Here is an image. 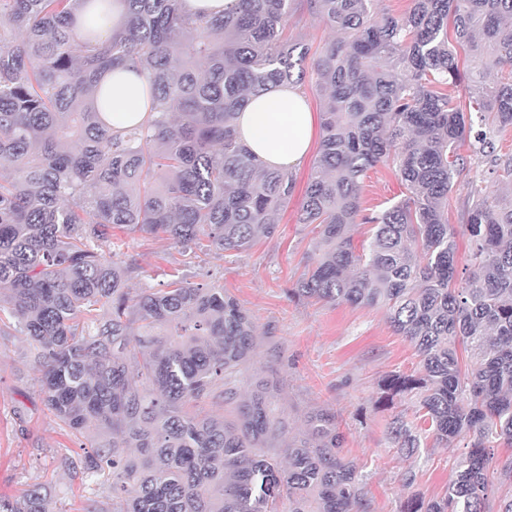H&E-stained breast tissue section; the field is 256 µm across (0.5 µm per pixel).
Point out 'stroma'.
<instances>
[{
    "label": "stroma",
    "instance_id": "stroma-1",
    "mask_svg": "<svg viewBox=\"0 0 512 512\" xmlns=\"http://www.w3.org/2000/svg\"><path fill=\"white\" fill-rule=\"evenodd\" d=\"M289 33L317 56L337 33L309 12L294 16ZM313 135L306 157L294 169L298 191L271 238L233 254L208 251L204 261L188 262L171 241L141 234L125 236L118 261L132 263L130 288H162L171 276L203 286H221L251 315L258 347L249 373L277 378L274 400L292 433L304 430L314 409L334 413L345 436L344 450L367 483L369 512H400L407 498H431L454 475L446 450L422 442L411 458H400L389 440L391 413L370 403L378 380L391 372H412L413 348L391 328L385 309L298 300L289 291L304 270L317 231L297 221L312 166L320 149ZM482 179L490 199L512 198V186L495 175L471 170L449 195L448 221L462 223L469 183ZM402 191L392 167L371 169L363 187L365 208L379 210ZM40 365L26 336L0 334V498L14 499L41 486L51 512H86L101 494V483L83 480L64 467V456L81 442L46 409L39 391ZM413 467L416 480L404 485L401 473Z\"/></svg>",
    "mask_w": 512,
    "mask_h": 512
}]
</instances>
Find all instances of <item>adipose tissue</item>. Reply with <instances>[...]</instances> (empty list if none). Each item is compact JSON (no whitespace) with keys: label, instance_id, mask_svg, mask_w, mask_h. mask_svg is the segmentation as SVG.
<instances>
[{"label":"adipose tissue","instance_id":"1","mask_svg":"<svg viewBox=\"0 0 512 512\" xmlns=\"http://www.w3.org/2000/svg\"><path fill=\"white\" fill-rule=\"evenodd\" d=\"M102 94L111 104L112 127L122 129L146 116L144 80L136 72L115 70L102 78ZM313 114L302 90L294 84H277L252 98L236 120L239 140L266 166L291 171L308 153Z\"/></svg>","mask_w":512,"mask_h":512}]
</instances>
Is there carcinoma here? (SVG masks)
Returning <instances> with one entry per match:
<instances>
[{
    "instance_id": "cac0c4a2",
    "label": "carcinoma",
    "mask_w": 512,
    "mask_h": 512,
    "mask_svg": "<svg viewBox=\"0 0 512 512\" xmlns=\"http://www.w3.org/2000/svg\"><path fill=\"white\" fill-rule=\"evenodd\" d=\"M92 0H0V314L29 337L50 413L73 434L98 431L63 458L111 496L89 512H368L336 416L313 410L304 432L269 398L278 381L237 383L257 347L238 301L180 277L128 288L112 227L163 236L190 255L246 252L274 236L293 175L263 166L235 133L249 97L304 77L308 47L288 39L296 0H239L221 16L190 17L180 0H123L124 33L88 45ZM376 0H306L339 34L315 62L323 96L320 151L297 221L315 224L313 255L293 296L386 309L418 366L378 385L374 408L410 399L423 420L389 423L410 456L421 438L458 454L455 475L401 512H512V200L491 202L471 181L465 223L448 196L472 165L512 179L497 138L512 126V77L460 84L457 48L484 69L512 67V0H412L374 19ZM142 76L145 123L112 131L94 93L108 70ZM395 166L406 193L378 212L362 184ZM372 225L356 244L354 226ZM472 268L456 282V239ZM111 250L107 256L104 249ZM219 397L223 416L200 411ZM467 451L457 453V443ZM0 512H50L41 487Z\"/></svg>"
}]
</instances>
